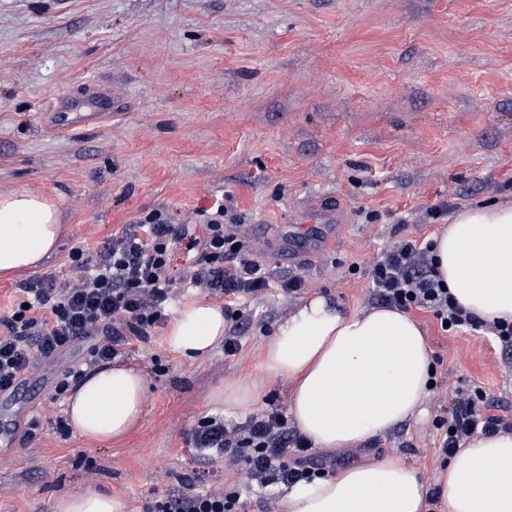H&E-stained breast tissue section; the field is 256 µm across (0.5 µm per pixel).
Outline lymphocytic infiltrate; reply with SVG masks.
Returning a JSON list of instances; mask_svg holds the SVG:
<instances>
[{"instance_id":"obj_1","label":"lymphocytic infiltrate","mask_w":512,"mask_h":512,"mask_svg":"<svg viewBox=\"0 0 512 512\" xmlns=\"http://www.w3.org/2000/svg\"><path fill=\"white\" fill-rule=\"evenodd\" d=\"M228 208L215 203L201 236L185 225L168 223L161 214L131 224L104 242L96 260L82 249L70 259L80 276L65 280L40 277L26 297L0 316V391L13 387L37 363L52 359L86 339L94 345L84 365H72L55 385L63 393L84 367L109 362L147 341L164 324L174 298L172 262L176 253L191 255L189 287L235 303L265 297L272 284L290 294L300 292L299 277L274 280L268 264L236 225L225 223ZM369 298L377 304L433 313L444 332L485 331L503 349L512 348V323L488 324L460 306L444 289L433 242L402 238L363 271ZM493 401L477 387L459 389L449 415H435L438 453L452 455L467 438L512 431V420L493 414ZM196 460L211 467L238 468L239 482L266 488L291 485L328 475L332 464L315 457L310 440L288 423L277 407L264 408L239 423L220 415L201 418L188 438ZM239 491L217 487L196 493L173 490L157 497L151 512H240Z\"/></svg>"}]
</instances>
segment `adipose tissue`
<instances>
[{"instance_id": "obj_1", "label": "adipose tissue", "mask_w": 512, "mask_h": 512, "mask_svg": "<svg viewBox=\"0 0 512 512\" xmlns=\"http://www.w3.org/2000/svg\"><path fill=\"white\" fill-rule=\"evenodd\" d=\"M61 213L43 196L0 195V273L36 269L57 251ZM438 272L456 301L478 318L512 322V205L462 208L434 238ZM228 328L221 306H179L164 343L189 358L212 352ZM432 356L418 321L386 307L347 314L323 295L275 326L263 354L265 376L224 383L211 395L226 412L246 415L268 378L290 390L288 413L315 448H352L423 412ZM145 379L122 364L91 371L68 396L75 434L94 443L124 436L144 413ZM446 512H512V432L466 439L426 485L396 457L369 458L336 475L285 488L284 512H427L430 488ZM123 500L89 491L63 495L53 512H125Z\"/></svg>"}]
</instances>
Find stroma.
I'll return each mask as SVG.
<instances>
[{
	"instance_id": "obj_1",
	"label": "stroma",
	"mask_w": 512,
	"mask_h": 512,
	"mask_svg": "<svg viewBox=\"0 0 512 512\" xmlns=\"http://www.w3.org/2000/svg\"><path fill=\"white\" fill-rule=\"evenodd\" d=\"M58 106L105 118L58 130ZM22 189L57 203L65 234L39 269L0 275V313L33 279L73 276L74 248L96 255L152 212L200 225L225 196L240 233L264 248L310 201L343 207L314 262H275V276L304 286L244 307L238 355L183 358L161 326L122 355L147 381L144 415L125 437L91 445L51 429L65 412L55 379L83 348L32 369L0 401L1 419L40 422L0 459V512H52L58 496L89 488L146 512L178 482L195 484L188 433L214 414L216 386L262 375L280 319L316 294L348 313L370 309L351 265L403 237L432 239L438 202L512 205V0H0V194ZM413 316L442 360L425 415L334 451L337 467L396 456L433 479L443 463L432 420L467 385L512 418V352Z\"/></svg>"
}]
</instances>
